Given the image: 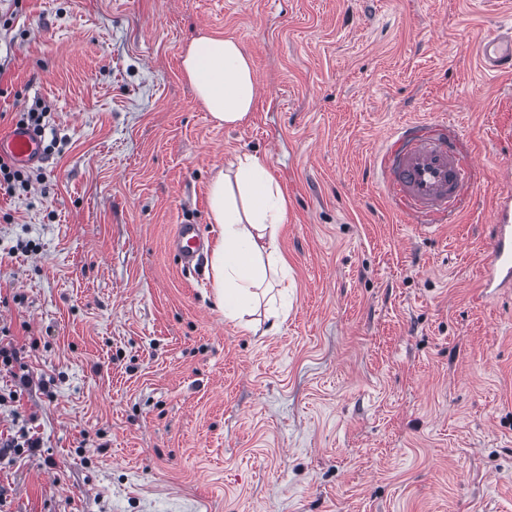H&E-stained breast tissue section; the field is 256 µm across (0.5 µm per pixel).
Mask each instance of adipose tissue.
I'll return each mask as SVG.
<instances>
[{"label":"adipose tissue","instance_id":"adipose-tissue-1","mask_svg":"<svg viewBox=\"0 0 512 512\" xmlns=\"http://www.w3.org/2000/svg\"><path fill=\"white\" fill-rule=\"evenodd\" d=\"M181 68L217 125L239 124L252 112L257 93L253 63L235 40L193 39ZM208 199L210 219L219 227L211 251V285L225 319L239 323L257 288L287 266L277 246L287 203L265 165L249 154L215 174Z\"/></svg>","mask_w":512,"mask_h":512}]
</instances>
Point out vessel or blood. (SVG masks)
Segmentation results:
<instances>
[{
	"label": "vessel or blood",
	"mask_w": 512,
	"mask_h": 512,
	"mask_svg": "<svg viewBox=\"0 0 512 512\" xmlns=\"http://www.w3.org/2000/svg\"><path fill=\"white\" fill-rule=\"evenodd\" d=\"M479 60L490 73L512 70V34L485 37ZM41 134L20 125L0 133V158L17 165L40 160ZM381 183L399 210L421 224H438L453 215L473 193L472 165L443 122L411 121L399 127L377 158ZM198 234L191 224L180 225L175 245L183 265L197 257ZM484 285H512V190L502 191L494 209L492 260Z\"/></svg>",
	"instance_id": "1"
}]
</instances>
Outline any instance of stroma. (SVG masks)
<instances>
[{
    "label": "stroma",
    "mask_w": 512,
    "mask_h": 512,
    "mask_svg": "<svg viewBox=\"0 0 512 512\" xmlns=\"http://www.w3.org/2000/svg\"><path fill=\"white\" fill-rule=\"evenodd\" d=\"M512 0H0V131L42 115L0 189V332L30 385L0 430V512H512V288H484L512 166V72L477 42ZM200 34L257 81L217 126L181 70ZM444 121L477 166L447 224L401 217L375 156ZM261 159L287 288L226 321L204 246L213 173ZM198 234L195 225L181 224L175 238V245L179 252L183 266H190L197 258ZM3 431L0 432V460H2L8 454L21 455L24 452L35 453L39 448L38 438L27 436L24 432L18 436L8 434L3 440ZM19 439H23L20 440Z\"/></svg>",
    "instance_id": "1"
}]
</instances>
